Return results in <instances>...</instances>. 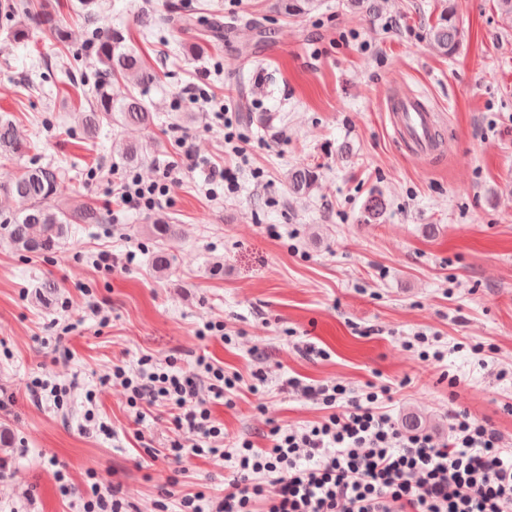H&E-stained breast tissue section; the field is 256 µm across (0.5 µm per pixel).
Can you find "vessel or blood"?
Wrapping results in <instances>:
<instances>
[{
    "label": "vessel or blood",
    "mask_w": 512,
    "mask_h": 512,
    "mask_svg": "<svg viewBox=\"0 0 512 512\" xmlns=\"http://www.w3.org/2000/svg\"><path fill=\"white\" fill-rule=\"evenodd\" d=\"M395 138L410 154L426 157L432 154V142L440 126V117L419 95L409 94L390 99Z\"/></svg>",
    "instance_id": "1"
}]
</instances>
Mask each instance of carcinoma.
<instances>
[{
  "mask_svg": "<svg viewBox=\"0 0 512 512\" xmlns=\"http://www.w3.org/2000/svg\"><path fill=\"white\" fill-rule=\"evenodd\" d=\"M77 16L84 24L93 23L97 0H77ZM321 5L320 0H275L272 8L281 16L290 19L305 16ZM4 18L14 20L6 29V38L21 43L29 39L34 28L48 27L54 30L66 73L83 64V56L66 48V35L56 27L55 15L48 0H13L0 8ZM186 27L191 17L184 14L161 15L154 10H144L136 16V24L142 37L153 36L160 24ZM217 23L212 31L218 34L225 29ZM238 38V51L249 56L252 41L265 37L266 30L258 22H246L244 27L226 28ZM432 43L444 56L454 55L459 47L460 29L457 23L453 3L443 9L438 21L429 29ZM91 49L95 51V80L88 85V111L83 113L81 124L85 134L94 135L103 124L135 126L144 130L155 124L154 112L144 100L128 90L122 94L116 91V85L124 82L133 87L144 89L158 79L155 69L144 62L138 47L125 37L120 30H98L89 38ZM34 148L33 143L21 136L15 122L0 114V158L21 159ZM150 145L139 141H124L120 146V155L124 164L135 167L141 164ZM67 178L62 166L32 165L25 168L14 178L0 181V194L20 200L24 207L11 217L0 220L8 244L20 253H51L60 247L69 236L73 224H99L101 214L95 204L84 199L53 205L51 201L61 192V184ZM317 180L316 171L308 166L294 167L288 170V187L299 196L311 193ZM149 233L158 242L152 262L160 272L170 269L171 261L163 248V243L176 233V225L157 221L148 228Z\"/></svg>",
  "mask_w": 512,
  "mask_h": 512,
  "instance_id": "1",
  "label": "carcinoma"
}]
</instances>
